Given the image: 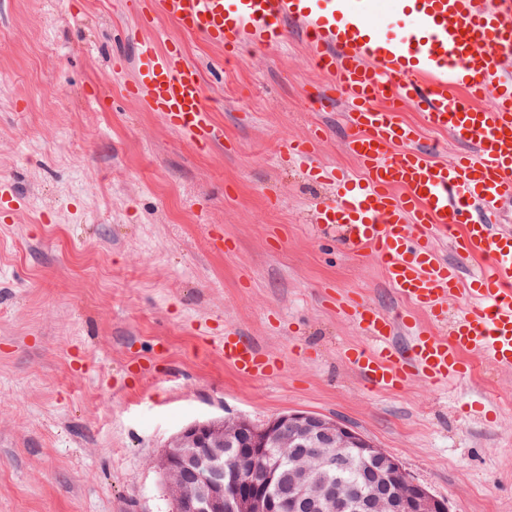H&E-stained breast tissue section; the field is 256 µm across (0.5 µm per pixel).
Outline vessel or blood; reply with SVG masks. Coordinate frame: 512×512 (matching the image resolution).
I'll use <instances>...</instances> for the list:
<instances>
[{
  "label": "vessel or blood",
  "mask_w": 512,
  "mask_h": 512,
  "mask_svg": "<svg viewBox=\"0 0 512 512\" xmlns=\"http://www.w3.org/2000/svg\"><path fill=\"white\" fill-rule=\"evenodd\" d=\"M182 31L220 45L225 59L249 47L274 48L298 23L326 86L351 106L348 149L359 174L319 164L321 133L289 141V163L330 187L318 221L343 228L351 248L374 258L407 305L386 315L350 296L339 312L357 320L369 344L348 363L372 391L414 381L435 386L464 379L470 358L512 369V230L491 216L512 202V0H160ZM130 97L158 113L197 149L220 141L199 69L175 43L138 46ZM422 108L427 124L465 146L452 164L419 145L399 114ZM480 261L464 277L443 258L439 238ZM470 306L449 314L448 301ZM407 336L396 346V331ZM242 377H269L275 360L235 331L214 344Z\"/></svg>",
  "instance_id": "b4317fda"
}]
</instances>
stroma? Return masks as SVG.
<instances>
[{"mask_svg": "<svg viewBox=\"0 0 512 512\" xmlns=\"http://www.w3.org/2000/svg\"><path fill=\"white\" fill-rule=\"evenodd\" d=\"M139 0H0V512H173L160 462L185 426L287 411L343 420L450 512H512V370L371 393L336 292L401 302L377 262L312 221L329 199L282 153L357 173L348 104L325 99L298 28L223 49ZM179 43L222 142L195 149L129 98L138 40ZM234 328L282 358L244 379L211 342Z\"/></svg>", "mask_w": 512, "mask_h": 512, "instance_id": "stroma-1", "label": "stroma"}]
</instances>
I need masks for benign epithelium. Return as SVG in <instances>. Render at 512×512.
Instances as JSON below:
<instances>
[{"instance_id":"7a95c632","label":"benign epithelium","mask_w":512,"mask_h":512,"mask_svg":"<svg viewBox=\"0 0 512 512\" xmlns=\"http://www.w3.org/2000/svg\"><path fill=\"white\" fill-rule=\"evenodd\" d=\"M315 449L327 471L341 464L331 448H358L373 492H342L325 478L312 483L308 467L293 466L292 490L279 491L275 467L255 477L243 465L263 461L272 448ZM164 478L178 475L174 512H448L445 500L410 479L398 460L345 422L310 411H288L258 427L246 419L198 421L183 428L161 462Z\"/></svg>"}]
</instances>
